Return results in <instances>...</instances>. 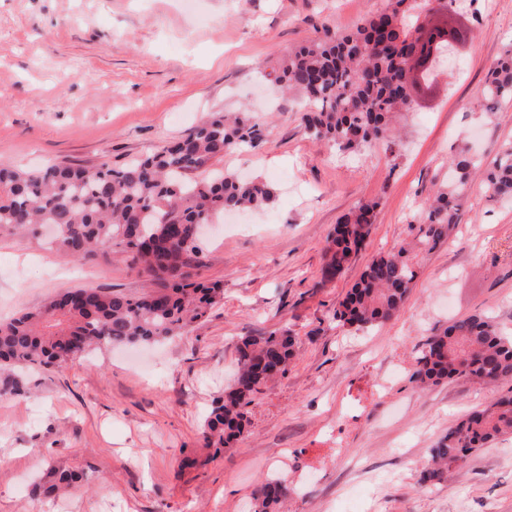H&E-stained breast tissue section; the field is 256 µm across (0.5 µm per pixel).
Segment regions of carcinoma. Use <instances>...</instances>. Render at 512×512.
<instances>
[{"instance_id":"cac0c4a2","label":"carcinoma","mask_w":512,"mask_h":512,"mask_svg":"<svg viewBox=\"0 0 512 512\" xmlns=\"http://www.w3.org/2000/svg\"><path fill=\"white\" fill-rule=\"evenodd\" d=\"M417 0H386V6L348 33L328 29L299 46L265 74L275 87L301 96L303 122L339 156L392 138V115L412 97L410 74L422 44L438 35L436 50L448 47V27L419 23ZM512 105V49L489 70L473 107L489 115ZM266 123L247 113L211 112L183 137L122 166L55 164L23 170L0 164V229L31 236L54 230L52 242L74 259L97 250L121 248L132 268L159 284L139 295L79 288L57 295L40 308L0 322V397H29L28 375L60 367L94 348L157 343L180 334L224 297L218 284L191 280L185 271L195 252L196 226L218 213L270 206L276 191L255 177L213 170L200 180L183 175L232 149L252 150L265 142ZM448 185L420 210L417 248L432 251L458 223L469 182L483 177L491 198L512 199V142L486 159L463 149L449 160ZM377 203H360L341 217L327 240L321 279L342 275L365 246ZM401 245L373 258L340 308L336 321L371 330L403 308L417 272ZM295 337L286 329L246 336L238 345L234 384L215 399L202 436L219 449L244 431L245 408L265 381L294 356ZM426 388L445 379L482 383L512 380V336L489 318L471 314L431 336L412 375ZM512 435V393L475 411L448 429L430 451L423 481L440 483L476 450ZM79 481L71 470L49 468L35 483L51 497ZM289 494L278 479L255 491L253 512H279Z\"/></svg>"}]
</instances>
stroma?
Listing matches in <instances>:
<instances>
[{
  "label": "stroma",
  "instance_id": "35a3bbf8",
  "mask_svg": "<svg viewBox=\"0 0 512 512\" xmlns=\"http://www.w3.org/2000/svg\"><path fill=\"white\" fill-rule=\"evenodd\" d=\"M384 0H0V163L120 166L180 139L210 112L270 113L255 150L217 166L277 190L268 208L220 221L190 271L224 297L182 336L96 351L34 373L31 396L0 398V512H249L266 479L292 488L286 512H512V438L474 452L432 486L422 471L464 415L512 391L410 376L428 336L489 316L512 334V200L466 190L460 221L429 253L397 317L369 330L334 313L378 253L418 236L413 219L448 182V159L512 142V106L473 110L488 67L512 44V0H477V21L430 0L428 19L469 24L457 69L395 113L398 143L337 159L305 128L300 105L261 83L317 30L351 31ZM377 202L364 248L343 275L320 270L328 233L358 203ZM150 283L120 248L73 260L0 231V320L77 288L140 294ZM289 329L286 373L261 385L244 435L214 450L202 438L232 383L241 337ZM86 476L48 499V464Z\"/></svg>",
  "mask_w": 512,
  "mask_h": 512
}]
</instances>
